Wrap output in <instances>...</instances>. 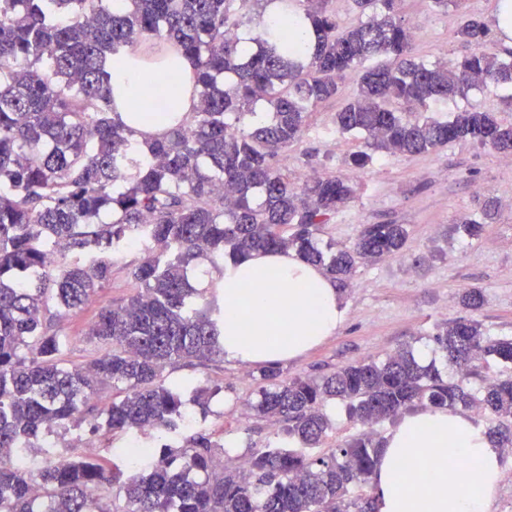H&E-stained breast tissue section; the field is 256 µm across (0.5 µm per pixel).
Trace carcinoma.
I'll return each instance as SVG.
<instances>
[{"instance_id": "1", "label": "carcinoma", "mask_w": 512, "mask_h": 512, "mask_svg": "<svg viewBox=\"0 0 512 512\" xmlns=\"http://www.w3.org/2000/svg\"><path fill=\"white\" fill-rule=\"evenodd\" d=\"M265 2L280 3L281 32L264 24L247 47L251 0H124L120 10L114 0H0V512H376L367 488L385 443L378 426L418 407L476 409L495 447L512 448V337L487 335L472 316L485 303L476 287L459 294L465 315L426 336L451 377L409 345L318 377L268 366L244 405L278 424V440L251 450L247 469L203 430L168 443L185 423L187 384L163 370L224 360L223 302L191 282L198 260L222 275L226 260L288 251L343 290L358 266L402 255L403 224L321 243L330 216L355 197L352 179L295 182L276 165L348 74L360 71L357 87L332 123L360 140L357 168L462 140L512 155V125L492 112L422 113L512 87V51L487 49L483 20L455 31L473 52L429 62L413 53L399 0H352L360 20L347 27L333 0H300L311 30L303 59L285 48L295 0ZM136 49L147 87L180 58L193 64L197 104L184 116L166 110L169 129L157 136L112 109V56ZM497 211L489 198L445 237L478 240ZM135 241L146 247L128 263ZM118 263L135 291L106 303ZM95 303L87 335L98 351L69 365L56 321ZM100 385L123 396L97 413L94 432L150 429L160 444L114 449L123 469L87 454L55 463L44 436L77 426ZM336 402L358 430L322 451Z\"/></svg>"}]
</instances>
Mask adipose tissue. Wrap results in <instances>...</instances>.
Returning a JSON list of instances; mask_svg holds the SVG:
<instances>
[{
  "label": "adipose tissue",
  "mask_w": 512,
  "mask_h": 512,
  "mask_svg": "<svg viewBox=\"0 0 512 512\" xmlns=\"http://www.w3.org/2000/svg\"><path fill=\"white\" fill-rule=\"evenodd\" d=\"M219 295L224 358L247 367L296 358L345 321L335 282L291 253L254 252L225 264ZM502 478L499 449L470 415L420 408L380 453L377 512H490Z\"/></svg>",
  "instance_id": "obj_1"
}]
</instances>
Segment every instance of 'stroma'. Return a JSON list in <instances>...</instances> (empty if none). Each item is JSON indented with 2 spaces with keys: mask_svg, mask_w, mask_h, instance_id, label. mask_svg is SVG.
Listing matches in <instances>:
<instances>
[{
  "mask_svg": "<svg viewBox=\"0 0 512 512\" xmlns=\"http://www.w3.org/2000/svg\"><path fill=\"white\" fill-rule=\"evenodd\" d=\"M497 0H461L448 11L432 9L430 0H401L408 24L418 25L415 53L426 61L457 60L469 54L454 32L467 15L493 22ZM355 87L347 76L335 101L311 113L301 140L281 154L277 163L292 175L305 171L349 176L357 195L332 215L323 239L351 242L361 225L392 221L408 225L410 238L401 260L361 266L343 293L345 321L336 335L305 354L282 362L288 376L315 377L369 357H383L416 337L432 333L437 324L460 316L456 294L477 286L486 294L475 313L492 336H512V166L499 153L471 142H454L419 156H379L365 169L350 168L347 160L359 148L352 137L335 132L332 117ZM489 197L503 207L479 240L458 237L444 241L442 233L464 215L479 212ZM425 257L422 267L413 261ZM94 315L87 308L70 312L59 328L67 341L69 363L79 365L91 356L94 343L86 330ZM169 380L202 379L222 391L201 413L191 394L183 409L196 428L224 440L236 466L246 464L248 448H262L277 438L278 426L261 418H243L241 404L256 387L248 367L224 361L208 367L166 368Z\"/></svg>",
  "mask_w": 512,
  "mask_h": 512,
  "instance_id": "35a3bbf8",
  "label": "stroma"
}]
</instances>
